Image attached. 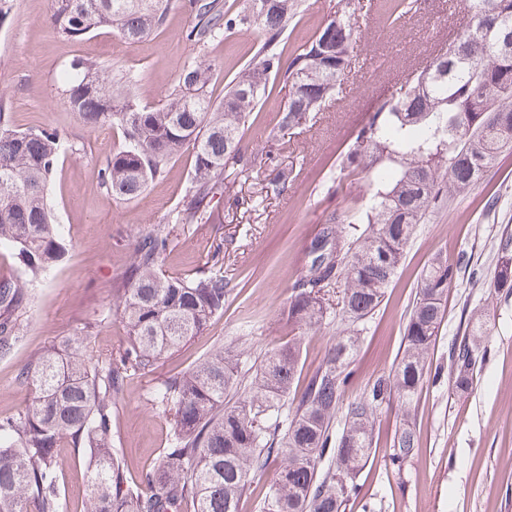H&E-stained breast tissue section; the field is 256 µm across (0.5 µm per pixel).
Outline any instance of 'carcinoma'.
<instances>
[{
	"label": "carcinoma",
	"mask_w": 512,
	"mask_h": 512,
	"mask_svg": "<svg viewBox=\"0 0 512 512\" xmlns=\"http://www.w3.org/2000/svg\"><path fill=\"white\" fill-rule=\"evenodd\" d=\"M463 31L426 60L353 131L340 156V180L371 176L366 207L334 209L311 238L305 266L292 285L288 326L313 330L332 314L340 324L326 357L301 377L300 340L292 336L253 363L219 346L194 368L157 387L154 402L172 428L162 461L131 486L112 443V417L128 379L203 333L224 313V271L189 276L163 271L168 233L158 226L132 245L113 305L127 345L103 362L84 349L87 326L57 346L34 354L18 381L34 388L28 407L0 420V512H66L58 484L60 448L81 453L87 474L86 512H239L258 473L279 462L262 512H346L362 493L359 477L375 452L378 413L393 404L409 410L426 381L442 366L427 363L445 317L448 285L462 269L471 282L479 271L465 259L435 258L423 270L404 327L400 360L369 379L351 401L344 393L355 375L360 336L384 300L419 224L437 206L474 190L499 155L512 151L500 127L512 122V59L501 55L500 34L512 33V0H462ZM171 0H50V24L77 42L108 26L137 42L163 24ZM197 23L190 37L207 44L235 29L264 33L253 63L227 85L224 99L207 94L210 65L188 61L176 85L156 106L142 104L135 80L112 76V66L78 63L64 74L67 104L88 129L122 130L124 143L104 168L107 191L131 201L162 177L182 150L195 156L194 172L177 215L181 224H207L206 199L230 190L248 170L242 141L268 91L282 76L288 100L280 130L299 127L335 95L356 47L348 0L312 38L283 62L282 36L302 0H246L233 12L224 0H194ZM417 0L386 5L395 23ZM61 135L51 128L20 131L0 106V251L18 274L0 277V358L22 338L31 288L65 255L67 243L50 195ZM347 224H364L357 236ZM494 289L512 293V238L501 245ZM487 332V315H471L448 348L451 392L470 394ZM342 430L334 431L336 422ZM414 425L395 429L386 465L398 471L419 452Z\"/></svg>",
	"instance_id": "carcinoma-1"
}]
</instances>
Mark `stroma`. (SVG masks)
<instances>
[{
    "mask_svg": "<svg viewBox=\"0 0 512 512\" xmlns=\"http://www.w3.org/2000/svg\"><path fill=\"white\" fill-rule=\"evenodd\" d=\"M419 2L417 14L392 25L381 17L383 0H355L358 48L333 99L299 128L282 134L278 126L288 87L281 80L270 81L243 147L252 155L270 147L271 161L240 176L232 196L213 198L211 223L180 224L176 215L194 168L192 151L173 158L166 176L151 182L139 198L113 199L102 183V169L119 149L122 135L109 126L94 131L83 127L65 102L61 75L79 59L111 64L137 74L141 103L154 106L174 86L178 66L200 57L212 66L209 92L217 102L227 83L251 62L259 29L200 46L189 38L196 23L189 0H172L161 30L138 42H125L107 27L74 42L47 23L49 0H13L10 14L0 21V103L16 128L56 129L69 146L51 185L69 245L65 258L34 286L20 342L9 357L0 358V419L21 412L33 398L32 390L17 380L32 354L88 324L96 327L86 350L89 358H109L126 346V332L111 312L112 290L134 240L160 224L169 234L166 273H195L219 250L230 293L223 314L202 335L166 355L153 373L129 379L112 418V436L130 484L158 465L168 446L170 420L152 402L154 389L165 378L190 369L219 343L254 358L285 341L290 286L302 270L315 229L344 197L359 198L366 190L360 182L347 187L345 196L333 193L339 154L353 129L454 32L459 0ZM336 3L306 0L301 18L289 22L284 32L286 45L306 41ZM277 166L293 170L295 177L281 194L266 193L265 179ZM491 197L496 204L489 208L485 202ZM505 237L512 238V152L501 156L482 186L441 205L418 225L383 303L361 336L359 376L349 389L353 395L400 358L424 265L439 255H462L479 269V283L462 274L449 286L447 313L429 352L431 361L447 362L449 344L465 327L462 314H489L486 359L477 367L473 390L460 400L450 396L448 382H427L410 412L396 405L381 410L374 460L359 478L372 512H512V295L493 292ZM405 420L416 426L420 451L394 473L385 460L394 430ZM58 462L67 510L83 512V463L70 448L60 449Z\"/></svg>",
    "mask_w": 512,
    "mask_h": 512,
    "instance_id": "1",
    "label": "stroma"
}]
</instances>
